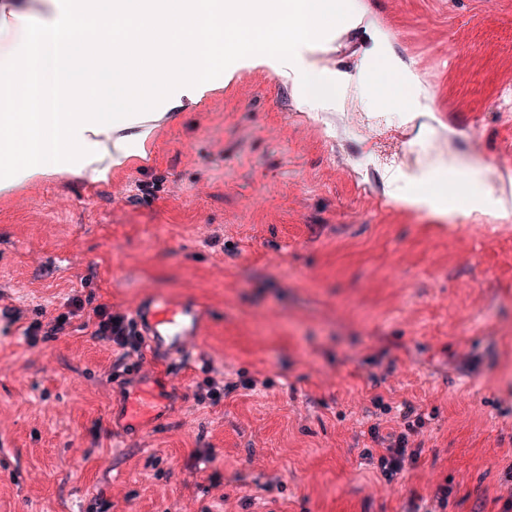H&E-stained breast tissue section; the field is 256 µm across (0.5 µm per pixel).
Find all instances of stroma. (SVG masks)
Listing matches in <instances>:
<instances>
[{"label":"stroma","instance_id":"obj_1","mask_svg":"<svg viewBox=\"0 0 512 512\" xmlns=\"http://www.w3.org/2000/svg\"><path fill=\"white\" fill-rule=\"evenodd\" d=\"M359 19L299 47L344 80L301 105L273 64L169 109L143 154L0 197V291L28 319L73 294L130 311L201 305V358H117L81 320L28 347L0 319V512H402L447 485L446 512L512 498V233L491 213L396 201L448 183V161L512 172V0H360ZM421 109L379 110L356 75L378 36ZM360 126L337 127L346 107ZM266 387L196 405L205 362ZM156 418L123 417L137 387ZM412 402L415 469L379 493L368 434ZM390 413H383V406Z\"/></svg>","mask_w":512,"mask_h":512}]
</instances>
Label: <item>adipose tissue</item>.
Returning <instances> with one entry per match:
<instances>
[{
	"instance_id": "1",
	"label": "adipose tissue",
	"mask_w": 512,
	"mask_h": 512,
	"mask_svg": "<svg viewBox=\"0 0 512 512\" xmlns=\"http://www.w3.org/2000/svg\"><path fill=\"white\" fill-rule=\"evenodd\" d=\"M302 39L359 16L356 0H62L50 23L25 28L11 52L0 55V196L58 173L81 171L101 140L112 141L113 165L132 145L144 144L167 110L182 98L198 100L224 76V42L252 64L267 63L284 14ZM303 101L318 106L339 97L316 63L297 59ZM378 96L397 100L414 81L393 56L361 76ZM139 126L136 139L123 130ZM28 144L18 148L17 131Z\"/></svg>"
}]
</instances>
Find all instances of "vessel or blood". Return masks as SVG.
Here are the masks:
<instances>
[{"label": "vessel or blood", "mask_w": 512, "mask_h": 512, "mask_svg": "<svg viewBox=\"0 0 512 512\" xmlns=\"http://www.w3.org/2000/svg\"><path fill=\"white\" fill-rule=\"evenodd\" d=\"M133 318L145 338V358L192 356L191 345L200 336L203 323V314L196 305L153 298L140 303Z\"/></svg>", "instance_id": "1"}]
</instances>
